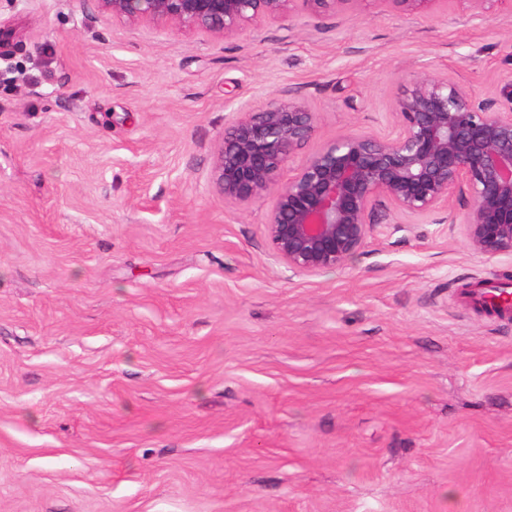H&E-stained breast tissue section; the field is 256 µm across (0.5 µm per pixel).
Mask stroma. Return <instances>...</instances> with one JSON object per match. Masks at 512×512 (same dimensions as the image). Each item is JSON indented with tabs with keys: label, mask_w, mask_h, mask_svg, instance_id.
Instances as JSON below:
<instances>
[{
	"label": "stroma",
	"mask_w": 512,
	"mask_h": 512,
	"mask_svg": "<svg viewBox=\"0 0 512 512\" xmlns=\"http://www.w3.org/2000/svg\"><path fill=\"white\" fill-rule=\"evenodd\" d=\"M0 512H512V254L459 224L310 275L211 181L239 107L391 133L408 72L497 94L512 13L131 25L0 0ZM468 301L476 306H484L502 310L503 313L512 314V289L508 286H493L492 288H478Z\"/></svg>",
	"instance_id": "obj_1"
}]
</instances>
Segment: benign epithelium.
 <instances>
[{
    "label": "benign epithelium",
    "instance_id": "obj_1",
    "mask_svg": "<svg viewBox=\"0 0 512 512\" xmlns=\"http://www.w3.org/2000/svg\"><path fill=\"white\" fill-rule=\"evenodd\" d=\"M112 17L229 37L266 20L341 15L386 4L406 15L429 14L443 0H97ZM486 19L512 0H452ZM392 104L395 135L351 129L316 146L279 183L284 166L318 132V113L288 94L234 116L215 154L212 181L232 205L270 199L266 235L276 258L294 272L318 274L360 253L376 229L383 200L393 221L441 210L463 224L472 249L488 258L512 253V80L498 96L481 94L430 70L402 80ZM470 206L449 209L453 189Z\"/></svg>",
    "mask_w": 512,
    "mask_h": 512
}]
</instances>
